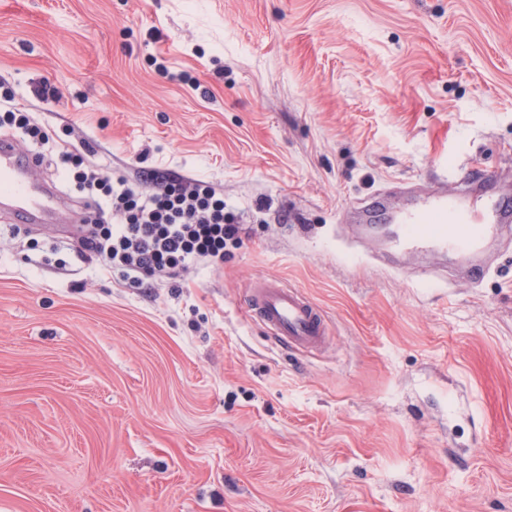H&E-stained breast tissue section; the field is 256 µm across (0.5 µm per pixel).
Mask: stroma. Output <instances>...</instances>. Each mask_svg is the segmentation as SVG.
<instances>
[{"label": "stroma", "instance_id": "35a3bbf8", "mask_svg": "<svg viewBox=\"0 0 512 512\" xmlns=\"http://www.w3.org/2000/svg\"><path fill=\"white\" fill-rule=\"evenodd\" d=\"M0 83L246 228L126 288L75 225L0 215V512H512V231L403 254L343 219L441 176L512 190V0H0ZM266 277L324 351L246 313ZM247 310L274 335L285 350H320L328 328L322 311L302 291L278 279L266 278L250 289Z\"/></svg>", "mask_w": 512, "mask_h": 512}]
</instances>
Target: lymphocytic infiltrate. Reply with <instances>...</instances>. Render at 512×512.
<instances>
[{
    "instance_id": "lymphocytic-infiltrate-1",
    "label": "lymphocytic infiltrate",
    "mask_w": 512,
    "mask_h": 512,
    "mask_svg": "<svg viewBox=\"0 0 512 512\" xmlns=\"http://www.w3.org/2000/svg\"><path fill=\"white\" fill-rule=\"evenodd\" d=\"M12 100L10 92H0V127L47 143L49 131ZM54 165L78 196L83 248L129 287L175 279L203 263L222 264L226 248L240 240L242 226L227 223L224 197L207 182L177 180L148 193L68 150Z\"/></svg>"
}]
</instances>
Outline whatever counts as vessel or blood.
<instances>
[{"instance_id":"obj_1","label":"vessel or blood","mask_w":512,"mask_h":512,"mask_svg":"<svg viewBox=\"0 0 512 512\" xmlns=\"http://www.w3.org/2000/svg\"><path fill=\"white\" fill-rule=\"evenodd\" d=\"M35 167L31 157L18 152L13 140L0 139V204L23 215L29 224L70 223L71 213L63 210L54 197L33 193ZM377 210L394 215L401 226L403 242L460 252L475 249L486 236L512 223V209L468 207L462 194L444 180L427 187L382 192L371 208L352 207L348 213L353 220L368 223ZM247 310L272 332L283 349L313 352L327 341L322 311L302 291L280 280L266 278L257 282L249 292Z\"/></svg>"}]
</instances>
